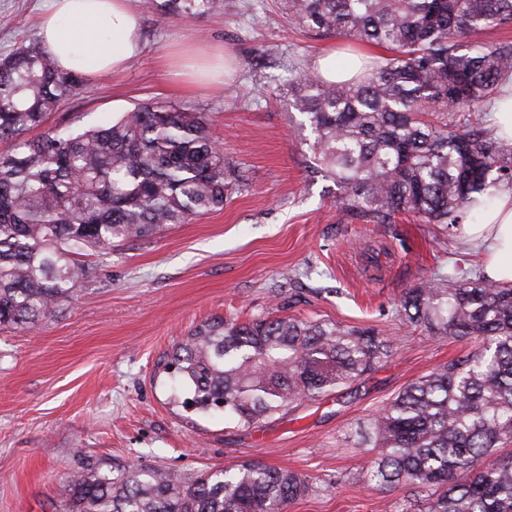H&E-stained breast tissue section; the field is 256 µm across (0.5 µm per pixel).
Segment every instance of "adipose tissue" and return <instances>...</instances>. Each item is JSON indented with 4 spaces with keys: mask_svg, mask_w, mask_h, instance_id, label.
<instances>
[{
    "mask_svg": "<svg viewBox=\"0 0 512 512\" xmlns=\"http://www.w3.org/2000/svg\"><path fill=\"white\" fill-rule=\"evenodd\" d=\"M39 35L60 69L89 75L121 71L143 50L130 0H52ZM463 230L483 244L488 278L512 283V189L500 192L481 223Z\"/></svg>",
    "mask_w": 512,
    "mask_h": 512,
    "instance_id": "adipose-tissue-1",
    "label": "adipose tissue"
}]
</instances>
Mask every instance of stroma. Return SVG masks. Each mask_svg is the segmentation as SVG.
<instances>
[{
  "instance_id": "1",
  "label": "stroma",
  "mask_w": 512,
  "mask_h": 512,
  "mask_svg": "<svg viewBox=\"0 0 512 512\" xmlns=\"http://www.w3.org/2000/svg\"><path fill=\"white\" fill-rule=\"evenodd\" d=\"M224 14L158 18L133 0L144 49L117 74L89 76L52 126L101 125L150 99L211 113L241 191L223 208L96 261L90 282L36 330L0 329V512H53L67 475L92 464L149 463L187 474L260 463L307 476L291 512H420L424 491L368 485L360 424L413 379L465 357L471 344L399 322L401 292L427 272L477 266L480 248L445 225L353 219L333 180L311 173L309 131L292 80L336 36L300 30L281 0H232ZM47 0H0V54L37 41ZM178 48L233 58L232 78L190 83ZM373 328L396 349L332 395L249 430L170 405L162 366L198 325L265 314Z\"/></svg>"
}]
</instances>
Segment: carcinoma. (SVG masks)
Returning a JSON list of instances; mask_svg holds the SVG:
<instances>
[{"label": "carcinoma", "mask_w": 512, "mask_h": 512, "mask_svg": "<svg viewBox=\"0 0 512 512\" xmlns=\"http://www.w3.org/2000/svg\"><path fill=\"white\" fill-rule=\"evenodd\" d=\"M159 18L224 12V0H148ZM288 18L345 39L348 81L307 69L293 106L313 134L310 168L336 182L353 216L459 230L512 189V139L481 117L512 76V40L471 41L512 24V0H284ZM84 77L38 43L0 56V328L31 330L89 281L84 256L149 240L224 206L240 180L224 163L209 112L148 101L106 126L46 127ZM41 133L30 137L28 133ZM399 321L475 343L463 360L411 381L358 433L379 449L367 482L429 492L424 512H512V284L455 266L404 290ZM373 329L288 316L201 325L166 356L172 403L245 430L302 400L351 385L392 355ZM303 474L259 464L185 475L98 464L71 476L54 512H289Z\"/></svg>", "instance_id": "1"}]
</instances>
